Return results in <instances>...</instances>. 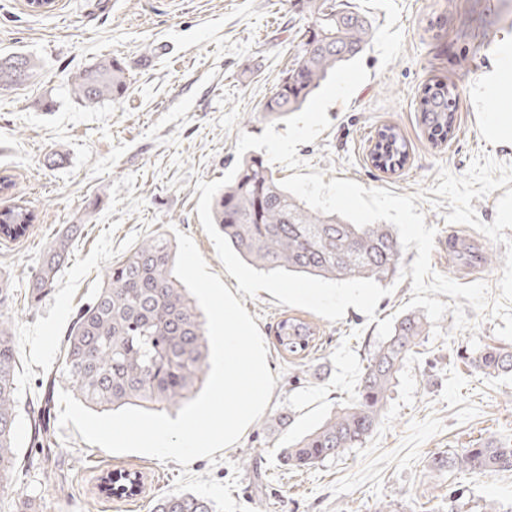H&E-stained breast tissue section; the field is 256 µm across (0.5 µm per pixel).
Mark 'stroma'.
Segmentation results:
<instances>
[{"label": "stroma", "mask_w": 512, "mask_h": 512, "mask_svg": "<svg viewBox=\"0 0 512 512\" xmlns=\"http://www.w3.org/2000/svg\"><path fill=\"white\" fill-rule=\"evenodd\" d=\"M372 21L361 55L368 80L349 102L327 110L331 121L315 142L297 147L308 168L326 179L353 180L368 189L416 194L437 185L439 169L464 175L473 158L487 155L512 164V149L487 138L470 88L483 74L491 47L512 32V0H351ZM308 21L288 0H54L38 15L27 0H0V55L23 53L38 64L25 84L0 89V176L15 186L0 207L17 197L38 215L19 240H0V277L9 279V309L18 351L22 408L44 393L58 372L63 339L77 309L103 284L112 261L143 241L188 234L210 272L220 276L253 317L276 380L269 403L240 440L198 458L189 467L139 454H112L83 441L75 427L56 429L49 462L35 460L27 417L15 433L14 476L0 489V512H15L18 498L39 512H107L89 483L99 462L147 472L143 499L131 512L171 494L182 471L227 481L239 474L232 498L251 512H483L494 503L512 512V472L488 475L431 469L432 457L473 448L486 439H512V374L488 376L471 365L476 345L501 344L497 319L466 309L474 331L454 328L445 313L439 334H428L401 369L378 425L361 447L304 469L277 460L282 448L314 430L350 402L380 340V320L406 314L412 299L411 264L403 252L392 292L374 318L347 308L331 322L299 307L280 305L267 291L249 297L220 261L196 207L197 181L222 178L235 164L240 133L262 135L260 109L279 76L301 49ZM122 58L130 88L116 102L94 107L76 102L72 76L105 58ZM437 79L458 89L456 132L433 146L419 125L422 88ZM54 102L44 110L43 100ZM399 128L409 146L404 168L386 173L369 159L381 125ZM63 152L64 164L48 156ZM435 227L431 265L436 273L469 284L483 281L497 301L506 247L483 233L445 222L450 206L417 203ZM83 221L53 292L29 299V281L44 252L65 225ZM285 317L310 322L316 341L292 356L275 346L274 329ZM293 418L281 427L279 415Z\"/></svg>", "instance_id": "35a3bbf8"}]
</instances>
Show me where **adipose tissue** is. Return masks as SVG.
<instances>
[{
	"label": "adipose tissue",
	"mask_w": 512,
	"mask_h": 512,
	"mask_svg": "<svg viewBox=\"0 0 512 512\" xmlns=\"http://www.w3.org/2000/svg\"><path fill=\"white\" fill-rule=\"evenodd\" d=\"M471 95L476 103L497 104L496 112L483 116L485 133L496 144L512 148V34L493 47L490 67Z\"/></svg>",
	"instance_id": "adipose-tissue-1"
}]
</instances>
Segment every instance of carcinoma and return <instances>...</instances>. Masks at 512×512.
Masks as SVG:
<instances>
[{"label": "carcinoma", "mask_w": 512, "mask_h": 512, "mask_svg": "<svg viewBox=\"0 0 512 512\" xmlns=\"http://www.w3.org/2000/svg\"><path fill=\"white\" fill-rule=\"evenodd\" d=\"M308 17L301 49L292 67L282 72L261 113L279 119L299 111L331 70L358 56L368 44L372 24L348 0H294ZM36 67L23 54L0 56V88L28 81ZM130 79L125 64L114 57L84 68L70 83L74 98L94 106L125 96ZM455 87L442 80L421 93L418 121L435 146L448 143L456 131L452 101ZM370 159L374 167L395 172L404 167L408 145L399 129L383 125L375 131ZM214 223L232 248L250 265L276 268L330 280L372 279L383 282L400 269L401 243L390 224L358 227L339 216L310 208L281 187L273 169L254 155L245 159L233 180L215 194ZM36 215L19 203L0 208V237L25 236ZM82 225L70 224L55 237L32 274L31 298L38 303L53 291L57 274L69 259ZM175 251L170 241L153 238L111 264L106 281L93 299L78 308L63 340L62 376L73 384L87 407L102 412L136 406L179 410L202 388L209 348L204 320L187 288L174 275ZM11 284L0 278V488L10 482L17 449L19 419L18 357L12 322ZM428 335L417 314L396 320L389 338L371 355L354 398L316 430L280 452L283 465L310 467L357 448L375 429L397 374L413 348ZM315 331L297 318L276 324L277 347L298 355L310 347ZM483 373H512V349L486 345L470 357ZM51 399L30 411L29 444L46 462L53 454ZM432 469L475 474L512 470V443L491 439L431 460ZM112 496L138 492L128 473L110 476ZM151 512H214L205 498L189 492L157 500Z\"/></svg>", "instance_id": "1"}]
</instances>
